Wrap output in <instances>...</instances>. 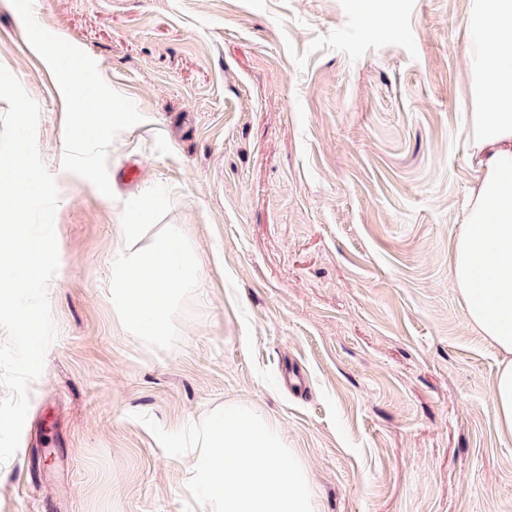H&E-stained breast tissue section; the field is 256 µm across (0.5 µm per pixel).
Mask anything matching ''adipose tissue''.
Here are the masks:
<instances>
[{"label": "adipose tissue", "instance_id": "1", "mask_svg": "<svg viewBox=\"0 0 512 512\" xmlns=\"http://www.w3.org/2000/svg\"><path fill=\"white\" fill-rule=\"evenodd\" d=\"M471 64L484 111L471 115L470 135L481 178L471 192L466 222L456 242L450 274L470 325L502 355L492 400L500 430L512 436V0H471ZM66 99L79 98L99 136H106L113 106L76 77L58 82ZM125 246L112 256L119 301L130 284L149 299L136 320L138 335L167 333L168 305L197 282L196 260L179 230L169 229L151 250L139 246L140 225L123 227Z\"/></svg>", "mask_w": 512, "mask_h": 512}]
</instances>
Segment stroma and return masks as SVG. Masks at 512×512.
<instances>
[{
    "instance_id": "35a3bbf8",
    "label": "stroma",
    "mask_w": 512,
    "mask_h": 512,
    "mask_svg": "<svg viewBox=\"0 0 512 512\" xmlns=\"http://www.w3.org/2000/svg\"><path fill=\"white\" fill-rule=\"evenodd\" d=\"M470 0H28L0 9V66L40 106L60 198L57 338L0 512H212L169 432L238 404L279 428L316 512H512L498 349L449 275L478 170ZM93 67L122 109L65 138L72 101L33 42ZM136 179L124 176L128 165ZM171 226L198 284L136 337L112 255ZM303 377L287 385L289 370Z\"/></svg>"
}]
</instances>
